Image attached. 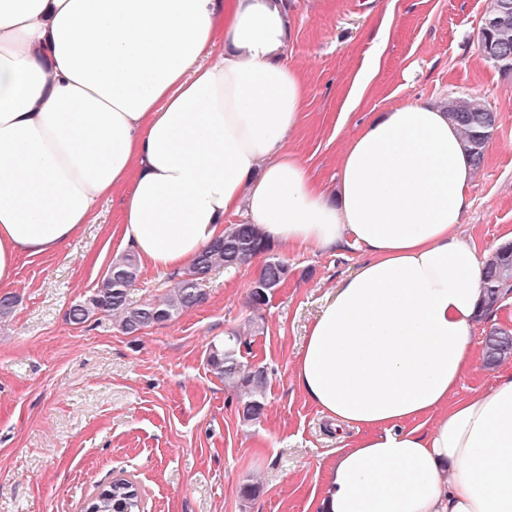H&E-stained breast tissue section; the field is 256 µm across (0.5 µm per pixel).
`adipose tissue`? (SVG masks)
I'll return each mask as SVG.
<instances>
[{"label": "adipose tissue", "mask_w": 512, "mask_h": 512, "mask_svg": "<svg viewBox=\"0 0 512 512\" xmlns=\"http://www.w3.org/2000/svg\"><path fill=\"white\" fill-rule=\"evenodd\" d=\"M290 24L282 0H0V287L118 190L123 242L158 269H189L230 214L276 245H355L292 371L357 433L314 512H512V368L455 394L484 268L459 234V129L436 103L378 113L322 185L288 147L307 99Z\"/></svg>", "instance_id": "adipose-tissue-1"}]
</instances>
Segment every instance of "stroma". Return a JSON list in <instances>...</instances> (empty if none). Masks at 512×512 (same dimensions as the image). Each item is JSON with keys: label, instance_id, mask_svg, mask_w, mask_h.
<instances>
[{"label": "stroma", "instance_id": "obj_1", "mask_svg": "<svg viewBox=\"0 0 512 512\" xmlns=\"http://www.w3.org/2000/svg\"><path fill=\"white\" fill-rule=\"evenodd\" d=\"M294 29L288 63L307 78V110L289 146L320 182L336 179L342 151L371 113L408 102L479 98L497 115L485 163L469 188L460 234L480 254L512 241V74L482 53L489 0H286ZM376 61L360 106H342L357 74ZM120 200L103 202L59 252L22 257L0 319V512H84L112 478L134 480L147 512H313L340 445L292 379L295 354L326 294L362 260L275 248L288 277L261 311L249 303L263 264L216 269L204 298L172 321L134 334L99 313L76 324L68 311L99 286L125 253ZM176 275L140 266L131 304L165 296ZM512 330V291L478 317L473 369L457 390L491 385L484 340ZM243 334L244 361L266 367L260 421L238 413L241 394L207 358L225 336ZM259 483L253 498L240 488Z\"/></svg>", "mask_w": 512, "mask_h": 512}]
</instances>
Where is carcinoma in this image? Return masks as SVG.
Masks as SVG:
<instances>
[{
	"instance_id": "1",
	"label": "carcinoma",
	"mask_w": 512,
	"mask_h": 512,
	"mask_svg": "<svg viewBox=\"0 0 512 512\" xmlns=\"http://www.w3.org/2000/svg\"><path fill=\"white\" fill-rule=\"evenodd\" d=\"M480 47L484 56L495 62L500 71L512 73V0H493L481 31ZM448 118L458 125L465 150L474 167L483 164L496 124V114L479 101L457 96L446 103ZM274 246L265 241L253 224H232L224 238L213 242L197 256L184 272L177 287L166 296L133 306L127 300V288L137 276L138 260L126 253L109 265L100 286L83 305L74 304L68 312L74 323H83L97 313L119 319L128 334L178 317L203 300V282L217 267L236 268L265 256L260 275L251 288L250 307L258 311L269 302L272 290L286 279L288 270L272 254ZM512 288V242L501 244L485 267L482 280V310H493L501 297ZM241 337L231 335L213 346L208 363L224 378V384L242 392L239 414L247 422L258 421L265 413L267 372L242 360ZM512 357V332L494 330L486 336L483 361L495 366ZM88 512H145L143 494L138 485L124 477L113 479L98 488L85 506Z\"/></svg>"
}]
</instances>
